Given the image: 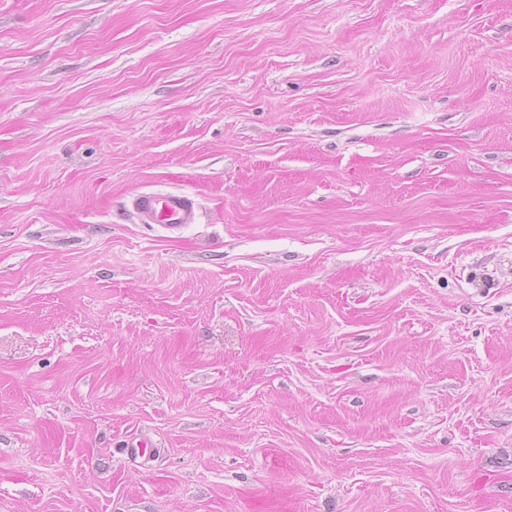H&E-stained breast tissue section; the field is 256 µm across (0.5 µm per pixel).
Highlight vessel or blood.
Instances as JSON below:
<instances>
[{"label":"vessel or blood","instance_id":"b4317fda","mask_svg":"<svg viewBox=\"0 0 512 512\" xmlns=\"http://www.w3.org/2000/svg\"><path fill=\"white\" fill-rule=\"evenodd\" d=\"M132 209L143 224H159L178 231L197 223L199 205L196 198L180 190L140 191L132 197Z\"/></svg>","mask_w":512,"mask_h":512}]
</instances>
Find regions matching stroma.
<instances>
[{
  "label": "stroma",
  "mask_w": 512,
  "mask_h": 512,
  "mask_svg": "<svg viewBox=\"0 0 512 512\" xmlns=\"http://www.w3.org/2000/svg\"><path fill=\"white\" fill-rule=\"evenodd\" d=\"M258 498L512 512V0H0V512ZM132 209L142 224H162L179 231L198 223L199 205L196 198L181 190L166 192L140 191L132 197Z\"/></svg>",
  "instance_id": "35a3bbf8"
}]
</instances>
